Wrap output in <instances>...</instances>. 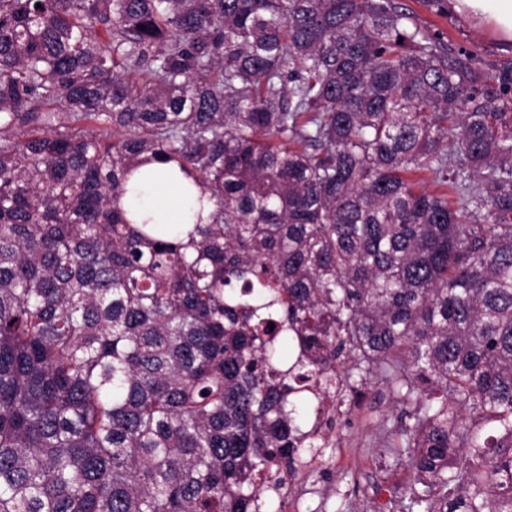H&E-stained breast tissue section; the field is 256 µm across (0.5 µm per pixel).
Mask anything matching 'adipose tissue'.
<instances>
[{
    "mask_svg": "<svg viewBox=\"0 0 512 512\" xmlns=\"http://www.w3.org/2000/svg\"><path fill=\"white\" fill-rule=\"evenodd\" d=\"M451 9L501 39L512 43V0H449ZM141 196L130 197L132 207L142 210L154 224L183 221V182L168 165L151 163L141 174Z\"/></svg>",
    "mask_w": 512,
    "mask_h": 512,
    "instance_id": "adipose-tissue-1",
    "label": "adipose tissue"
}]
</instances>
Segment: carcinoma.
Here are the masks:
<instances>
[{"label": "carcinoma", "instance_id": "carcinoma-1", "mask_svg": "<svg viewBox=\"0 0 512 512\" xmlns=\"http://www.w3.org/2000/svg\"><path fill=\"white\" fill-rule=\"evenodd\" d=\"M151 162L209 223L128 218ZM324 371L406 512H512V71L400 0H0V512H259Z\"/></svg>", "mask_w": 512, "mask_h": 512}]
</instances>
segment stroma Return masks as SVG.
<instances>
[{"label": "stroma", "mask_w": 512, "mask_h": 512, "mask_svg": "<svg viewBox=\"0 0 512 512\" xmlns=\"http://www.w3.org/2000/svg\"><path fill=\"white\" fill-rule=\"evenodd\" d=\"M415 23L454 54L475 56L489 76L512 68V45L453 12L448 0H402ZM396 392L382 384L365 388L360 407L352 408L336 432L364 455L360 468L338 467L326 473L301 474L295 480L293 512H399L401 488L408 483L406 468L391 467L386 437L380 425L401 415Z\"/></svg>", "instance_id": "obj_1"}]
</instances>
